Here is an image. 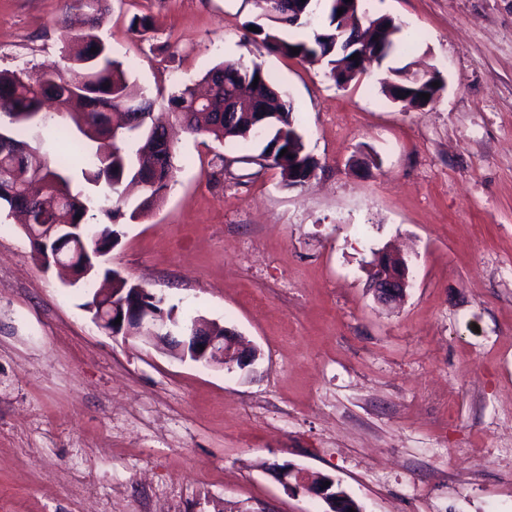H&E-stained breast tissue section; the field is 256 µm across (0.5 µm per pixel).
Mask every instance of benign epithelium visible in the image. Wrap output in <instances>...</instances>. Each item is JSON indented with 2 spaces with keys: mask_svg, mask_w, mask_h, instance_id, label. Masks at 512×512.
<instances>
[{
  "mask_svg": "<svg viewBox=\"0 0 512 512\" xmlns=\"http://www.w3.org/2000/svg\"><path fill=\"white\" fill-rule=\"evenodd\" d=\"M409 286L407 262L400 256L381 252L375 259L370 287L377 300L391 304L406 295ZM93 321L111 336L135 331L137 339L181 360L203 366H238L244 369L255 362V349L241 343L234 331L199 318L191 323L154 307L158 295L144 286L137 288H100L94 291ZM120 324H115L116 319ZM280 482L290 491L305 490L327 506L324 512H348L352 497L329 477L312 478L290 464L275 466ZM330 485L323 486L324 482Z\"/></svg>",
  "mask_w": 512,
  "mask_h": 512,
  "instance_id": "obj_1",
  "label": "benign epithelium"
}]
</instances>
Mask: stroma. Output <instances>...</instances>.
<instances>
[{"instance_id": "stroma-1", "label": "stroma", "mask_w": 512, "mask_h": 512, "mask_svg": "<svg viewBox=\"0 0 512 512\" xmlns=\"http://www.w3.org/2000/svg\"><path fill=\"white\" fill-rule=\"evenodd\" d=\"M109 6L97 34L150 96L261 62L320 167L288 189L254 162L265 137L177 133L164 201L106 257L233 329L243 370L102 332L0 216V512H323L286 463L363 512H512V0H365L402 25L387 65L441 74L421 108L378 71L343 88L249 42L253 0ZM61 7L0 0V70L60 64ZM385 249L408 265L397 306L369 287ZM404 68L405 67L388 68L385 71L384 76L382 78H380V84H381L383 92L389 98H391L393 101L405 103L406 105H408L410 107H415L417 98L419 97L418 93H429L430 97H429L428 101H432L433 100L432 96L434 94L435 89L432 86L433 81L431 79H428L426 81V83L423 85L424 90L422 89L417 94H414L409 101H399L398 100V91L401 89L398 85L403 83L402 79L400 78V74L403 72ZM437 77L439 79V82H438L439 89L436 91L433 98H435L437 96V94L439 93V91L441 90V85H442V81H443L442 77L439 74H437ZM280 482L290 491L305 490L317 497L327 506L324 512H348L350 508L355 510L352 497L346 494L339 483L329 477L311 478L301 468L291 464L274 465ZM329 481L330 485L323 487V483Z\"/></svg>"}]
</instances>
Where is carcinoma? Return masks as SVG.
<instances>
[{
  "instance_id": "cac0c4a2",
  "label": "carcinoma",
  "mask_w": 512,
  "mask_h": 512,
  "mask_svg": "<svg viewBox=\"0 0 512 512\" xmlns=\"http://www.w3.org/2000/svg\"><path fill=\"white\" fill-rule=\"evenodd\" d=\"M254 2L260 16L273 25L255 24L252 41L271 52L321 65L333 79L337 56L352 44L363 45L371 26L390 44L401 32V25L389 16L370 18L360 2L347 16L337 13L336 0H320L305 10L299 0ZM65 7L81 12L86 28L64 31L62 64L34 76L0 70V145L7 148L0 155V213L18 212L27 224L55 227L49 245L30 241L34 259L45 270L52 268L47 256L55 240L72 235L67 251L76 259L74 282L89 288L102 275L113 288H133L135 282L121 273L101 271L96 254L118 245L120 219L134 221L163 202L176 171L175 152L171 146L161 148L156 138L161 124L153 115L155 99L131 81L96 34L108 0H65ZM280 24L309 26L312 34L286 40L280 36ZM294 47L300 49L296 56ZM402 72L389 68L380 78L383 92L394 101ZM219 78L233 91V111H224V91H213L205 103L186 85L166 99L171 116L187 132L220 142L247 140L264 130L262 165L279 170L285 187L304 186L319 163L305 150L293 103L257 61L246 65L226 59L204 76L209 84ZM49 124L56 129V146L48 150L39 132ZM125 185H136L142 192L129 212Z\"/></svg>"
}]
</instances>
